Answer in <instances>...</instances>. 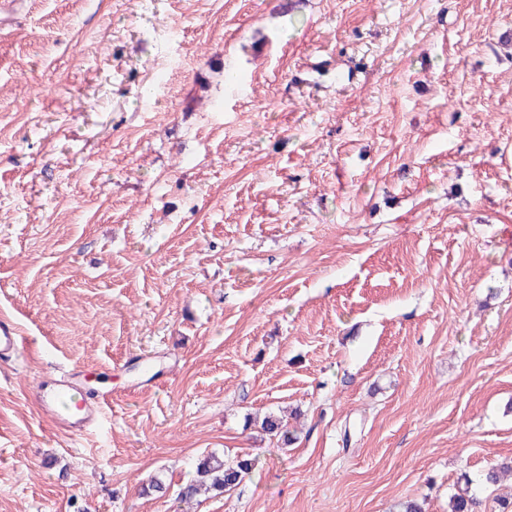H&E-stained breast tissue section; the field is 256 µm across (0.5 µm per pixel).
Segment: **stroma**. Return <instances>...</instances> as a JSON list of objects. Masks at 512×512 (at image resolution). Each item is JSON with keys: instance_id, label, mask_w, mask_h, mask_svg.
Segmentation results:
<instances>
[{"instance_id": "stroma-1", "label": "stroma", "mask_w": 512, "mask_h": 512, "mask_svg": "<svg viewBox=\"0 0 512 512\" xmlns=\"http://www.w3.org/2000/svg\"><path fill=\"white\" fill-rule=\"evenodd\" d=\"M509 35L512 0L0 19V512H448L512 460ZM59 367L104 425L38 409ZM211 451L256 466L179 502ZM25 338L20 328L13 322L0 321V358H11L23 347ZM509 470H512V461L501 462L483 470L476 480L468 477L464 487L458 488L457 493L451 496L450 512H475L474 509L478 504V499L476 494L472 492V485L474 483L483 486L494 485L498 482L500 474Z\"/></svg>"}]
</instances>
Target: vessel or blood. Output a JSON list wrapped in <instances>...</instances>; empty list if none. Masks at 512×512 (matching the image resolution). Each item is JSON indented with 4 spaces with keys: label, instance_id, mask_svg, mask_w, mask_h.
<instances>
[{
    "label": "vessel or blood",
    "instance_id": "vessel-or-blood-1",
    "mask_svg": "<svg viewBox=\"0 0 512 512\" xmlns=\"http://www.w3.org/2000/svg\"><path fill=\"white\" fill-rule=\"evenodd\" d=\"M25 338L20 328L9 320L0 321V358L16 355ZM43 413L60 429L75 435L84 434L90 425L103 418V403L83 397L73 378L45 374L37 392Z\"/></svg>",
    "mask_w": 512,
    "mask_h": 512
}]
</instances>
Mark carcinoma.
I'll return each instance as SVG.
<instances>
[{"label":"carcinoma","mask_w":512,"mask_h":512,"mask_svg":"<svg viewBox=\"0 0 512 512\" xmlns=\"http://www.w3.org/2000/svg\"><path fill=\"white\" fill-rule=\"evenodd\" d=\"M261 429L266 434L278 438L282 444L287 445L294 441L289 435L287 423L275 415L266 416L261 424ZM256 460L248 457H240L228 463L223 457L215 453L202 455L196 462L195 471L197 479L183 485L179 491V498L190 502L201 493L207 491L213 496H221L237 487L246 475L255 468ZM512 470V461L501 462L482 471L476 479H467L464 486L458 488L457 493L450 498V512H475L478 504L477 496L472 492V485H494L498 482L500 474Z\"/></svg>","instance_id":"1"}]
</instances>
